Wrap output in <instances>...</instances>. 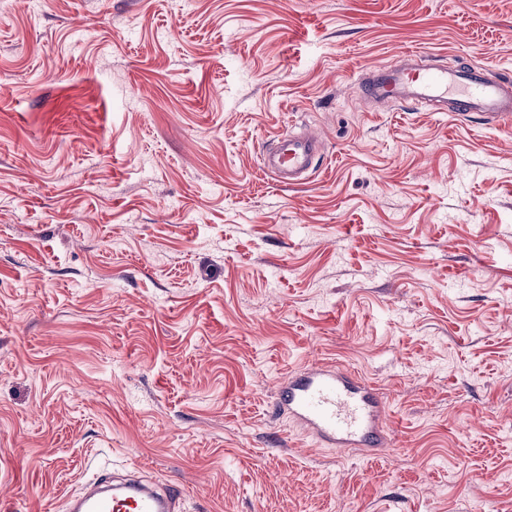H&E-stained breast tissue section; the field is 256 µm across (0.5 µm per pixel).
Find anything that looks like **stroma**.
I'll list each match as a JSON object with an SVG mask.
<instances>
[{
    "label": "stroma",
    "instance_id": "obj_1",
    "mask_svg": "<svg viewBox=\"0 0 512 512\" xmlns=\"http://www.w3.org/2000/svg\"><path fill=\"white\" fill-rule=\"evenodd\" d=\"M413 50L512 75V0H0V512H512V131L360 97ZM304 363L389 447L279 417ZM263 154V166L279 183L296 184L316 169L321 142L315 136L281 133ZM279 411L327 448H385L386 402L355 373L335 364L303 366L281 380ZM179 490L168 484H145L129 480L114 484L100 477L89 492L73 499L71 512H174Z\"/></svg>",
    "mask_w": 512,
    "mask_h": 512
}]
</instances>
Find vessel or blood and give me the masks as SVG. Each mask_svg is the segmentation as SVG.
<instances>
[{"label": "vessel or blood", "instance_id": "b4317fda", "mask_svg": "<svg viewBox=\"0 0 512 512\" xmlns=\"http://www.w3.org/2000/svg\"><path fill=\"white\" fill-rule=\"evenodd\" d=\"M364 98L409 102L431 112L485 124L512 126V80H493L483 69L460 64L435 67L424 55L405 52L395 64L374 67L358 84ZM317 137L282 133L263 155V166L277 182L298 183L320 160ZM277 408L327 448L371 452L387 447L386 402L355 373L335 364L307 365L281 380ZM180 493L168 484L130 480L115 484L98 478L75 498L70 512H176Z\"/></svg>", "mask_w": 512, "mask_h": 512}]
</instances>
